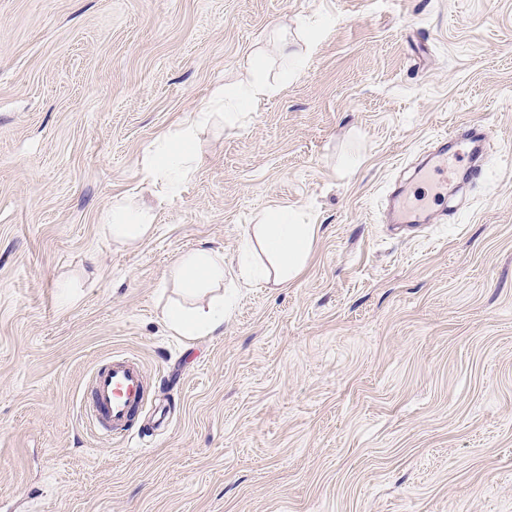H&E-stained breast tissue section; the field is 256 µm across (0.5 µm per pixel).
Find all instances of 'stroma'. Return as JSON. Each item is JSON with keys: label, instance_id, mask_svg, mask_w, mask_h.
I'll return each instance as SVG.
<instances>
[{"label": "stroma", "instance_id": "stroma-1", "mask_svg": "<svg viewBox=\"0 0 512 512\" xmlns=\"http://www.w3.org/2000/svg\"><path fill=\"white\" fill-rule=\"evenodd\" d=\"M256 59L277 92L144 191L148 239H104L151 145ZM458 123L489 132L482 173L391 231ZM275 207L318 225L313 258L244 283ZM202 248L231 306L189 341L160 281ZM116 354L143 363L144 445L78 404ZM0 512H512V0H0ZM431 214L422 206L412 204L402 192L393 196L391 207V224H428Z\"/></svg>", "mask_w": 512, "mask_h": 512}]
</instances>
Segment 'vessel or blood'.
Here are the masks:
<instances>
[{
	"label": "vessel or blood",
	"instance_id": "vessel-or-blood-1",
	"mask_svg": "<svg viewBox=\"0 0 512 512\" xmlns=\"http://www.w3.org/2000/svg\"><path fill=\"white\" fill-rule=\"evenodd\" d=\"M491 142L483 127H452L437 140L430 155L433 176L430 188L446 183L448 156H467L471 176H478L477 165L490 150ZM391 221L395 224H427L429 211L412 204L404 194L392 199ZM146 378L141 364L124 355L112 356L97 367L80 396L83 414L89 426L107 440H131L132 421L146 403Z\"/></svg>",
	"mask_w": 512,
	"mask_h": 512
}]
</instances>
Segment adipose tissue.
I'll return each instance as SVG.
<instances>
[{
  "label": "adipose tissue",
  "mask_w": 512,
  "mask_h": 512,
  "mask_svg": "<svg viewBox=\"0 0 512 512\" xmlns=\"http://www.w3.org/2000/svg\"><path fill=\"white\" fill-rule=\"evenodd\" d=\"M274 88L262 75L244 85L216 87L207 107L191 113L174 130L161 137L156 148L142 163L143 181L155 196L174 193L201 163L199 141L209 126L213 109H222L229 119L247 115ZM97 221L101 235L112 242L134 244L154 230V213L136 191L113 198L102 208ZM318 227L303 223L299 215L281 209L269 211L263 222L253 225L243 242L239 262L241 274L254 281L278 285L292 283L305 271L317 239ZM185 299L211 292L207 306L188 307L175 303L166 307L163 317L173 335L184 338L208 336L224 324V255L212 250L181 254L168 274Z\"/></svg>",
  "instance_id": "1"
}]
</instances>
